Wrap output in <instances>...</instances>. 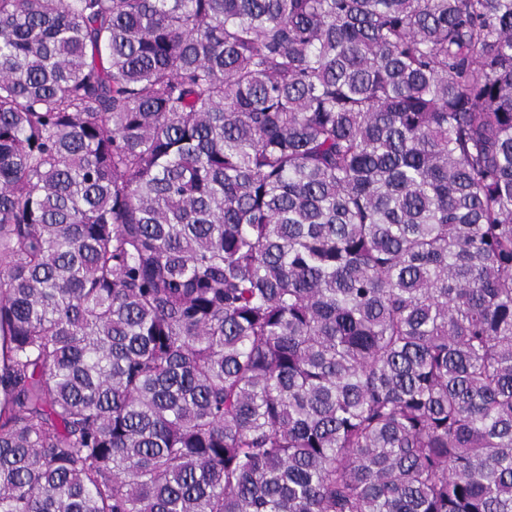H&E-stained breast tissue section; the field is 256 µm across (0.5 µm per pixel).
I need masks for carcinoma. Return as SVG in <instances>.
I'll list each match as a JSON object with an SVG mask.
<instances>
[{"mask_svg":"<svg viewBox=\"0 0 512 512\" xmlns=\"http://www.w3.org/2000/svg\"><path fill=\"white\" fill-rule=\"evenodd\" d=\"M0 512H512V0H0Z\"/></svg>","mask_w":512,"mask_h":512,"instance_id":"1","label":"carcinoma"}]
</instances>
